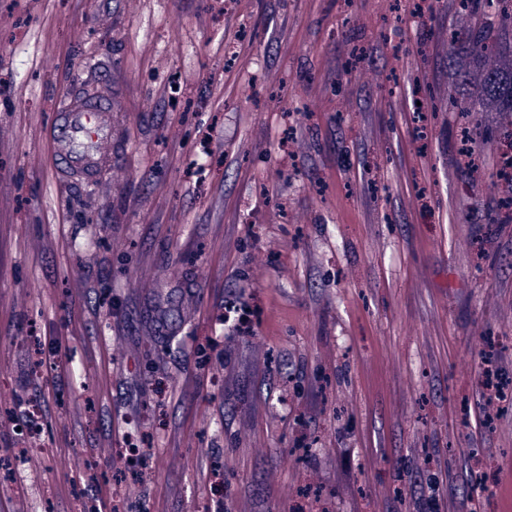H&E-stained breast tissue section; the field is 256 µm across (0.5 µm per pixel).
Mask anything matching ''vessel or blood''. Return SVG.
Returning a JSON list of instances; mask_svg holds the SVG:
<instances>
[{
  "label": "vessel or blood",
  "instance_id": "1",
  "mask_svg": "<svg viewBox=\"0 0 512 512\" xmlns=\"http://www.w3.org/2000/svg\"><path fill=\"white\" fill-rule=\"evenodd\" d=\"M119 109L108 84L84 87L60 99L48 136L61 176L90 184L111 176L113 114Z\"/></svg>",
  "mask_w": 512,
  "mask_h": 512
}]
</instances>
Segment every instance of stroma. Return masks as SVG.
I'll use <instances>...</instances> for the list:
<instances>
[{"mask_svg":"<svg viewBox=\"0 0 512 512\" xmlns=\"http://www.w3.org/2000/svg\"><path fill=\"white\" fill-rule=\"evenodd\" d=\"M481 23L0 0V512H500L512 402L476 392L512 378V112L448 91ZM107 79L116 190L44 135Z\"/></svg>","mask_w":512,"mask_h":512,"instance_id":"stroma-1","label":"stroma"}]
</instances>
